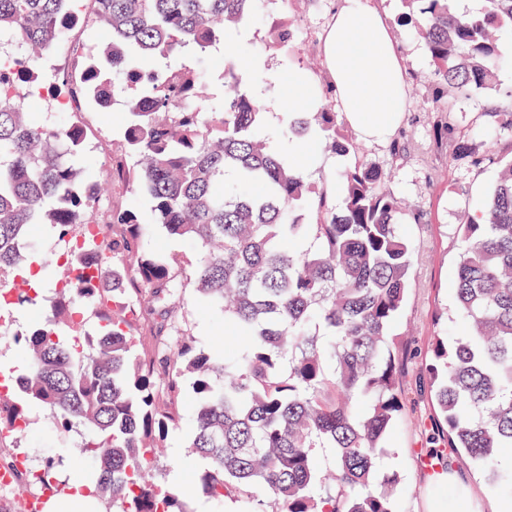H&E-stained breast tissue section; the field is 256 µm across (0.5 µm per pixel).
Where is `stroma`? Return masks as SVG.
<instances>
[{
  "instance_id": "35a3bbf8",
  "label": "stroma",
  "mask_w": 512,
  "mask_h": 512,
  "mask_svg": "<svg viewBox=\"0 0 512 512\" xmlns=\"http://www.w3.org/2000/svg\"><path fill=\"white\" fill-rule=\"evenodd\" d=\"M338 0H259L250 25L251 34L241 41L247 56L261 62L252 73L250 84L259 91L266 111H273L282 95L281 76L288 68L306 73L315 86L329 82L321 57V35L329 23ZM276 21L287 22L293 32L288 46L274 48L269 42V28ZM397 49L404 58L406 98L401 120L387 141H361L367 160L387 172L390 185L406 210L425 216L424 223L399 221V234L410 244L413 253L410 289L405 307L394 334L397 342L407 346L411 357L404 367L402 384L406 409L394 425L389 444L394 451L392 467L400 476L396 494V512H444L448 491L439 487L423 468L420 457L431 452L434 445L430 393L421 376L422 361L435 331L447 332L449 338L465 334L466 327L457 315H449L447 323H436L435 316L453 300L450 269L458 251V226L468 212L479 209L488 199L497 174L512 159V139H487L476 135L475 128L487 110L512 113V35L498 43L504 60L494 87L476 91L470 100L458 103L454 114L457 135L469 138L475 152L487 160L483 168L464 169L453 159V143L441 135L444 113L434 112L430 104L437 89L433 78V62L415 31L396 36ZM42 120L55 124L81 126L87 133L86 155L97 173H105L112 164V151L117 148L125 122L121 108L102 112L88 105L66 113L45 112ZM404 144L406 156L395 160V144ZM182 317L188 329L203 347L223 340L225 336L220 314L196 302L194 286L183 291ZM76 439L58 435L50 415L33 409L27 436L21 443L5 439L0 443V466L12 461L18 449L38 448L43 453L70 459ZM187 435L178 431L169 435L154 466L156 480H167L176 471L182 472L186 486H193L192 469H178L176 463L185 458ZM449 467L466 489L463 512H494L502 494L463 455H452Z\"/></svg>"
}]
</instances>
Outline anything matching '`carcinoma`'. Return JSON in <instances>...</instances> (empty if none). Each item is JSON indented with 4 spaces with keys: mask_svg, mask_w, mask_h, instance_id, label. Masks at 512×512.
<instances>
[{
    "mask_svg": "<svg viewBox=\"0 0 512 512\" xmlns=\"http://www.w3.org/2000/svg\"><path fill=\"white\" fill-rule=\"evenodd\" d=\"M254 0H0V335L18 346L20 368L0 391V435L26 436L29 410L49 412L61 435L80 436L75 464L92 469L119 512H195L191 492L148 479L168 435L190 428V453L208 461L195 491L222 503L258 493L271 512H396L399 476L382 469L404 410L407 352L390 345L410 286L411 248L398 234V198L379 166L358 154L335 112V90L316 112L288 120L291 138L313 134L350 160L341 195L313 187L307 172L261 140L263 107L246 88L236 44L223 59L224 96L207 110L202 75L181 53L202 52L253 19ZM401 16L423 39L435 81L458 102L496 82L495 34L512 33V0L460 14L451 0ZM108 30L79 78L46 85L44 52L78 26ZM131 90L120 151L103 181L75 167L84 130L47 125L34 98L81 97L104 110L115 83ZM454 160L483 159L465 143ZM151 202V223L194 245L186 260L200 303L224 316L237 341L206 351L182 332L184 267L146 243L148 224L114 206L110 233L74 251L44 298L31 267L55 265L28 240L44 224L59 241L93 223L104 186ZM450 274L464 337H433L425 365L437 436L480 463L512 492V160L486 206L468 214ZM29 321L3 329L5 314ZM96 318L86 330V314ZM194 408L187 413L186 393ZM335 449L318 468L314 449ZM61 461L37 457L41 485Z\"/></svg>",
    "mask_w": 512,
    "mask_h": 512,
    "instance_id": "carcinoma-1",
    "label": "carcinoma"
}]
</instances>
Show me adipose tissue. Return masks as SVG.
Masks as SVG:
<instances>
[{
	"instance_id": "1",
	"label": "adipose tissue",
	"mask_w": 512,
	"mask_h": 512,
	"mask_svg": "<svg viewBox=\"0 0 512 512\" xmlns=\"http://www.w3.org/2000/svg\"><path fill=\"white\" fill-rule=\"evenodd\" d=\"M322 49L347 121L368 140L388 138L403 109L404 63L373 0H339Z\"/></svg>"
}]
</instances>
